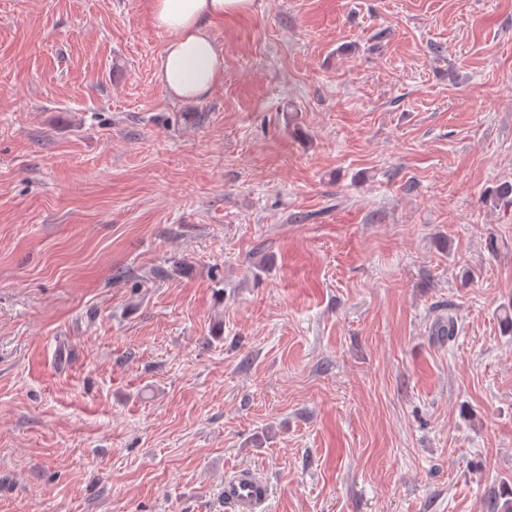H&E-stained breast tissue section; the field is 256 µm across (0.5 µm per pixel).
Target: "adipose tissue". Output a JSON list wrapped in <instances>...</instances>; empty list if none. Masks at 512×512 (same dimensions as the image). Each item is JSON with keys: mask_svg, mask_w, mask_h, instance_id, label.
I'll return each mask as SVG.
<instances>
[{"mask_svg": "<svg viewBox=\"0 0 512 512\" xmlns=\"http://www.w3.org/2000/svg\"><path fill=\"white\" fill-rule=\"evenodd\" d=\"M249 0H149L156 28L167 36L157 79L174 100L208 96L224 79V52L214 21L245 9Z\"/></svg>", "mask_w": 512, "mask_h": 512, "instance_id": "adipose-tissue-1", "label": "adipose tissue"}]
</instances>
